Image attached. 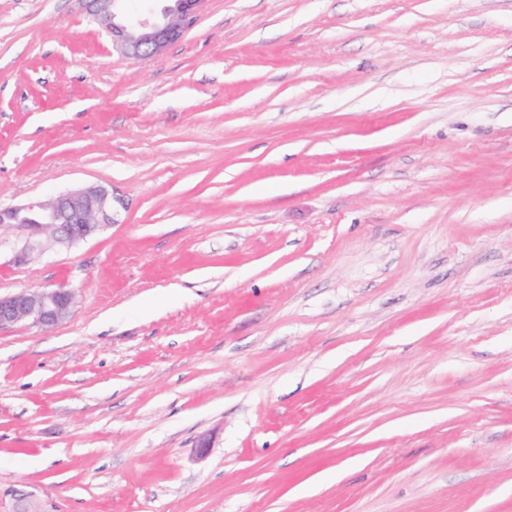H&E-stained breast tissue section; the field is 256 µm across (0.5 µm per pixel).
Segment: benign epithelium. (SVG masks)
I'll list each match as a JSON object with an SVG mask.
<instances>
[{"instance_id":"benign-epithelium-1","label":"benign epithelium","mask_w":512,"mask_h":512,"mask_svg":"<svg viewBox=\"0 0 512 512\" xmlns=\"http://www.w3.org/2000/svg\"><path fill=\"white\" fill-rule=\"evenodd\" d=\"M90 15L112 37V44L126 56L160 54L178 40L195 21L204 0H163L160 16H137L123 9L126 0H83ZM118 198L103 185H86L45 200L0 209V227L12 226L26 233L15 252L17 264L28 262L47 249L70 248L113 223ZM73 290L64 287L0 294V330L27 322L49 330L70 318Z\"/></svg>"}]
</instances>
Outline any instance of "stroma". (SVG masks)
Segmentation results:
<instances>
[{
    "label": "stroma",
    "instance_id": "35a3bbf8",
    "mask_svg": "<svg viewBox=\"0 0 512 512\" xmlns=\"http://www.w3.org/2000/svg\"><path fill=\"white\" fill-rule=\"evenodd\" d=\"M0 512H512V0H205L131 59L0 0ZM211 439L198 455L200 437ZM112 188L86 185L45 200L0 209V228L12 226L26 233L15 252L16 264L28 262L35 253L47 249L70 248L96 236L113 223ZM74 303V291L64 287L0 294V330L20 322L52 329L70 318Z\"/></svg>",
    "mask_w": 512,
    "mask_h": 512
}]
</instances>
